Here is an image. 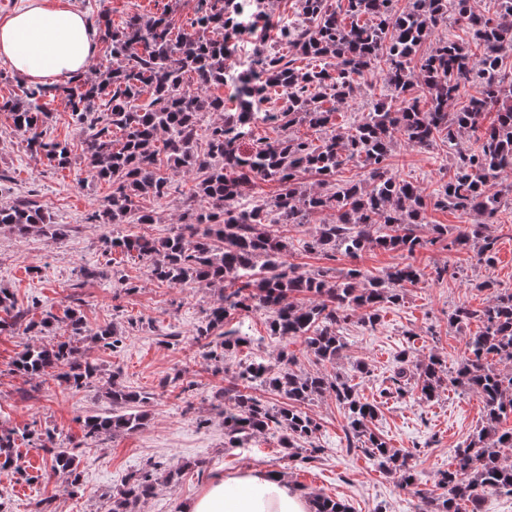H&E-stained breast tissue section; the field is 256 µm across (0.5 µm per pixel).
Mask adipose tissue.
Wrapping results in <instances>:
<instances>
[{"label": "adipose tissue", "mask_w": 512, "mask_h": 512, "mask_svg": "<svg viewBox=\"0 0 512 512\" xmlns=\"http://www.w3.org/2000/svg\"><path fill=\"white\" fill-rule=\"evenodd\" d=\"M97 49V32L63 0H25L0 20V60L33 84L84 75ZM310 502L286 478L252 469L236 477L213 471L188 512H309Z\"/></svg>", "instance_id": "ef3b65f1"}]
</instances>
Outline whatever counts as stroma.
Wrapping results in <instances>:
<instances>
[{
	"instance_id": "stroma-1",
	"label": "stroma",
	"mask_w": 512,
	"mask_h": 512,
	"mask_svg": "<svg viewBox=\"0 0 512 512\" xmlns=\"http://www.w3.org/2000/svg\"><path fill=\"white\" fill-rule=\"evenodd\" d=\"M177 2L176 20L192 15L197 0H66L88 18L110 15L121 22L133 15L162 11ZM391 98V89L381 69L366 73L356 98L342 107L336 123L347 127L372 105ZM452 160L445 143L428 149L397 144L388 167L398 179L413 182L423 191L429 207V222L448 227L449 237L465 228L458 214L435 207L441 185L451 172ZM0 174L10 180L0 185V207L29 198L40 205L52 223L65 224L69 233L53 240L33 232L18 235L0 227V288L13 294L17 308L39 318L41 310L63 313L78 307L90 328L111 326L119 344L109 350L85 340L79 342L80 357L94 361L99 372L89 387L70 389L50 378L30 379L13 369V361L25 344L50 346L57 335H36L23 330L0 333V426L19 432L55 431L61 443L81 441L83 420L109 411L106 394L111 376H118L128 389L149 394L147 424L136 431L108 437L90 445L82 458L83 489L71 495L63 474L52 472L33 441H18L21 473L0 470V512H37V503L53 498L57 512H105L110 492L121 488L125 477L147 461L164 468L183 467L179 481L158 478L152 498L136 512H186L200 493L206 475L213 470L239 474L246 468L282 471L301 494L321 493L344 501L350 512H419V491L433 488L438 471L447 469L456 452L485 422L483 403L472 391L449 388L431 401L416 391L385 399L371 424L374 432L394 449H418L417 491L399 488L394 475L362 449L350 447L344 431L345 418L334 397L326 395L306 404V412L318 423L314 443L320 453L302 462L280 445V434L269 431L245 438L240 447H225L224 417L219 407L228 385L225 374L215 372L203 358L196 329L218 301L219 287L183 285L169 287L152 281L140 260L117 253L105 258L104 237L147 234L164 238L171 234L182 211V201L196 182L195 175L178 179L176 191L164 199H142L143 208L154 211L149 227L138 224H92L87 214L112 191L97 181L82 157H74L66 169L48 166L33 156L7 113L0 112ZM499 241L491 264L477 263L473 251L451 245L427 246L416 253L414 264L422 274L406 286L402 300L388 306L375 327L350 320L343 334L346 347L336 363H318L304 356L300 341L270 335L263 313L240 310L228 321L229 328L258 339V346L229 353L225 365L254 360L274 365L281 351L299 357L301 372H333L354 379L361 397L370 399L391 386L402 351L417 357L436 355L448 372H456L469 336L478 322L460 327L448 317L460 305L481 308L494 289H512V204L503 203L497 215ZM314 225L290 231L288 261L308 271L330 268L341 271L359 264L368 274L384 275L400 263L393 251L368 249L359 260L339 254L326 259L304 251L302 243ZM449 266L451 276L433 280L435 267ZM109 267L105 278L87 279L83 270ZM177 334L169 342V334ZM192 384L188 397H181L183 384Z\"/></svg>"
}]
</instances>
